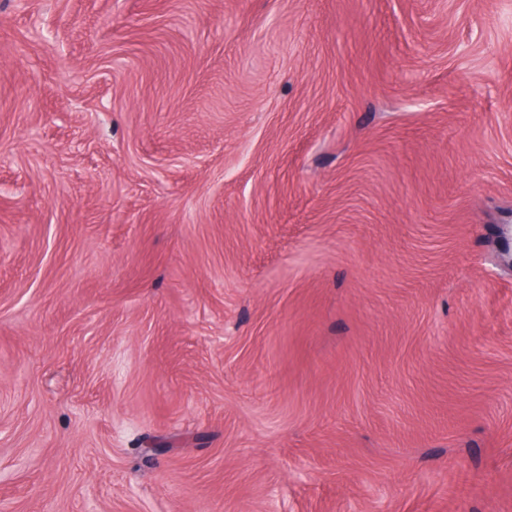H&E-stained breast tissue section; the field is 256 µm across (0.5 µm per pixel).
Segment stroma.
<instances>
[{
  "instance_id": "35a3bbf8",
  "label": "stroma",
  "mask_w": 512,
  "mask_h": 512,
  "mask_svg": "<svg viewBox=\"0 0 512 512\" xmlns=\"http://www.w3.org/2000/svg\"><path fill=\"white\" fill-rule=\"evenodd\" d=\"M508 224L512 0H0V512H512Z\"/></svg>"
}]
</instances>
